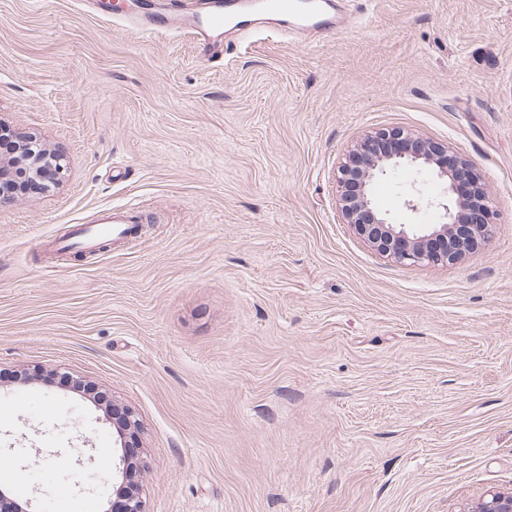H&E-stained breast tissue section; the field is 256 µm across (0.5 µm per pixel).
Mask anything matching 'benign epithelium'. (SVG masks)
I'll use <instances>...</instances> for the list:
<instances>
[{"mask_svg": "<svg viewBox=\"0 0 512 512\" xmlns=\"http://www.w3.org/2000/svg\"><path fill=\"white\" fill-rule=\"evenodd\" d=\"M448 147L402 129H381L364 135L338 168L337 184L341 214L365 242L379 254L399 263L452 265L468 250L487 244L497 229L496 213L484 182L467 158L447 163ZM33 181H45L53 173L59 181L64 158L30 145L19 158ZM402 164H411L446 179V200L428 206L441 209L437 224H394L372 205L371 186L379 175ZM121 455V483L115 489L112 512H144L139 493L141 472L131 457L139 446V420L133 412L121 411L116 421ZM474 512H512V491L488 493Z\"/></svg>", "mask_w": 512, "mask_h": 512, "instance_id": "obj_1", "label": "benign epithelium"}]
</instances>
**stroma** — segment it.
Returning a JSON list of instances; mask_svg holds the SVG:
<instances>
[{
  "label": "stroma",
  "mask_w": 512,
  "mask_h": 512,
  "mask_svg": "<svg viewBox=\"0 0 512 512\" xmlns=\"http://www.w3.org/2000/svg\"><path fill=\"white\" fill-rule=\"evenodd\" d=\"M347 25L204 61L82 0H0V123L65 156L0 205V372L97 385L141 424L145 512H474L512 491V0H335ZM471 159L498 229L452 266L344 224L337 169L373 129ZM404 165L374 207L433 224ZM418 200V212L406 209ZM133 240L53 253L114 206ZM0 381L24 512H111L112 414Z\"/></svg>",
  "instance_id": "35a3bbf8"
}]
</instances>
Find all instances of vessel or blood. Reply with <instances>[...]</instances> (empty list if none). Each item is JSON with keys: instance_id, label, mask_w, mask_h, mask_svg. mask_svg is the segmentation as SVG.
I'll return each instance as SVG.
<instances>
[{"instance_id": "obj_1", "label": "vessel or blood", "mask_w": 512, "mask_h": 512, "mask_svg": "<svg viewBox=\"0 0 512 512\" xmlns=\"http://www.w3.org/2000/svg\"><path fill=\"white\" fill-rule=\"evenodd\" d=\"M172 17L167 21H150L124 8L112 17L128 31L150 38L169 36L187 31L196 42L202 58L215 59L224 54V34L246 40L259 33H276L285 21L297 29H317L331 32L334 21L326 13V0H212L205 12L189 9L185 0H173ZM130 211L113 208L111 216L94 224H80L67 238L61 239V249L89 250L102 238H122L127 234Z\"/></svg>"}]
</instances>
